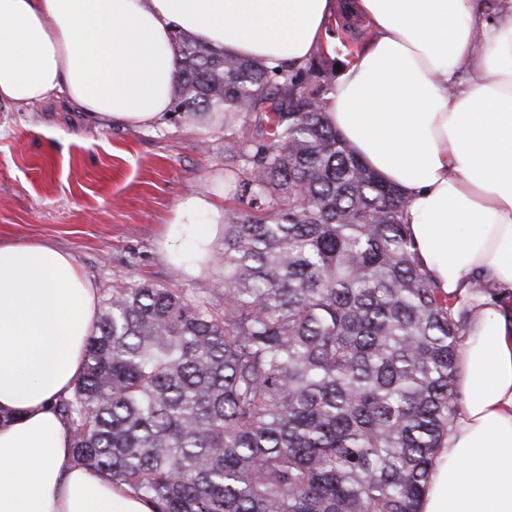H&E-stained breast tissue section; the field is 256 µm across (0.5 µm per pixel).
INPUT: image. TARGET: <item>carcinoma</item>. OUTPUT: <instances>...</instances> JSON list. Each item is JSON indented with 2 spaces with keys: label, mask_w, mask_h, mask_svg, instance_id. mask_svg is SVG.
I'll list each match as a JSON object with an SVG mask.
<instances>
[{
  "label": "carcinoma",
  "mask_w": 512,
  "mask_h": 512,
  "mask_svg": "<svg viewBox=\"0 0 512 512\" xmlns=\"http://www.w3.org/2000/svg\"><path fill=\"white\" fill-rule=\"evenodd\" d=\"M172 46L173 111L224 114V178L248 208L224 214L214 287L112 288L58 405L76 461L159 512H419L470 310L324 121L333 62Z\"/></svg>",
  "instance_id": "obj_1"
}]
</instances>
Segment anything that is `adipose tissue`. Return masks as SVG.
I'll return each mask as SVG.
<instances>
[{
  "instance_id": "obj_1",
  "label": "adipose tissue",
  "mask_w": 512,
  "mask_h": 512,
  "mask_svg": "<svg viewBox=\"0 0 512 512\" xmlns=\"http://www.w3.org/2000/svg\"><path fill=\"white\" fill-rule=\"evenodd\" d=\"M373 37L341 57L325 120L399 190L423 269L471 307L456 357L459 411L420 512H512V0H0V102L62 96L100 122L167 116L182 31L227 56L299 67L332 52L337 17ZM220 218L177 207L195 274ZM490 295L472 300V282ZM97 314L71 254L0 243V512H156L76 462L55 408L83 370Z\"/></svg>"
}]
</instances>
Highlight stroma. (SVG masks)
<instances>
[{
	"instance_id": "obj_1",
	"label": "stroma",
	"mask_w": 512,
	"mask_h": 512,
	"mask_svg": "<svg viewBox=\"0 0 512 512\" xmlns=\"http://www.w3.org/2000/svg\"><path fill=\"white\" fill-rule=\"evenodd\" d=\"M191 196L246 206L224 182L223 123L173 114L151 128L102 129L61 97L0 103V242L68 251L97 295L121 283L212 286L219 269L191 275L162 253Z\"/></svg>"
}]
</instances>
